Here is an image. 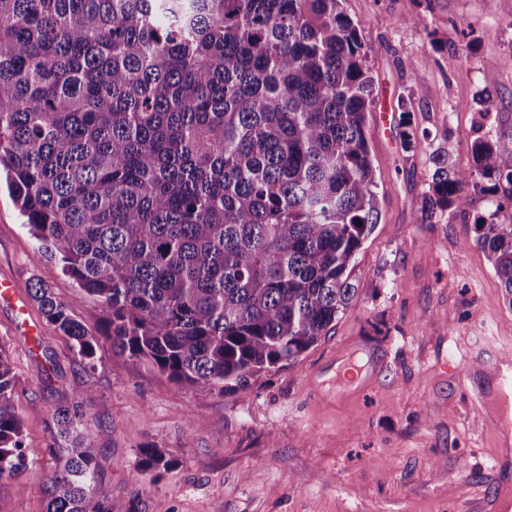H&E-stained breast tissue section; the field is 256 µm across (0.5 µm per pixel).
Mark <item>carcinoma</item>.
<instances>
[{
	"label": "carcinoma",
	"instance_id": "cac0c4a2",
	"mask_svg": "<svg viewBox=\"0 0 512 512\" xmlns=\"http://www.w3.org/2000/svg\"><path fill=\"white\" fill-rule=\"evenodd\" d=\"M342 0H0V174L36 240L98 297L97 333L32 297L92 360L112 351L202 391L293 365L353 300L378 220L373 79ZM433 157L425 209L512 202V143ZM362 225H356V221ZM512 305V224L476 220ZM0 350V481L24 485L23 420ZM74 403L55 409L45 512H117ZM157 448L141 473L168 469Z\"/></svg>",
	"mask_w": 512,
	"mask_h": 512
}]
</instances>
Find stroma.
<instances>
[{
  "instance_id": "stroma-1",
  "label": "stroma",
  "mask_w": 512,
  "mask_h": 512,
  "mask_svg": "<svg viewBox=\"0 0 512 512\" xmlns=\"http://www.w3.org/2000/svg\"><path fill=\"white\" fill-rule=\"evenodd\" d=\"M373 81L366 137L380 220L352 272L351 307L292 366L239 391H200L100 341L92 363L28 294L47 283L96 330L97 298L35 240L0 188V277L27 299L38 341L0 305L23 417L25 489L0 483V512H45L52 413L76 392L100 486L130 512H501L512 498V420L494 371L512 359V305L476 243L477 211L421 217L438 147L468 166L477 134L512 140V0H342ZM412 125L415 139L404 146ZM200 426H192L191 418ZM172 468L137 473L141 449Z\"/></svg>"
}]
</instances>
